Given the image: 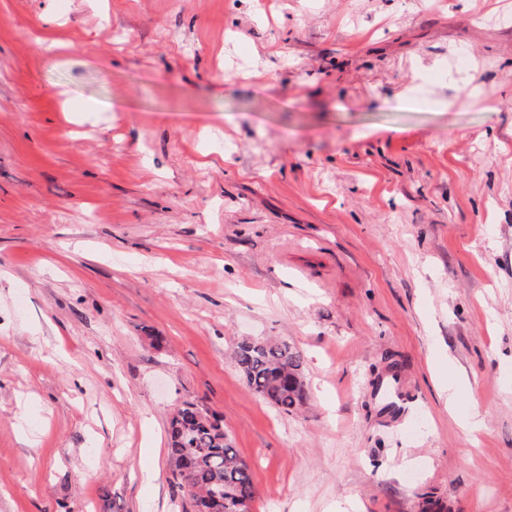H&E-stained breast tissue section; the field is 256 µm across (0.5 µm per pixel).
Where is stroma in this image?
Here are the masks:
<instances>
[{
    "instance_id": "1",
    "label": "stroma",
    "mask_w": 512,
    "mask_h": 512,
    "mask_svg": "<svg viewBox=\"0 0 512 512\" xmlns=\"http://www.w3.org/2000/svg\"><path fill=\"white\" fill-rule=\"evenodd\" d=\"M187 401L253 512H512V0H0V512H182ZM233 362L253 391L283 412H292L307 400L302 353L286 342L242 340Z\"/></svg>"
}]
</instances>
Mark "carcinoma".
<instances>
[{
    "label": "carcinoma",
    "mask_w": 512,
    "mask_h": 512,
    "mask_svg": "<svg viewBox=\"0 0 512 512\" xmlns=\"http://www.w3.org/2000/svg\"><path fill=\"white\" fill-rule=\"evenodd\" d=\"M233 362L253 391L270 405L291 412L307 400L302 353L286 342L243 340ZM173 485L191 493L194 512H213L204 493L231 487L236 496L222 512H237L255 498L252 471L224 432V420L198 405L185 402L168 428Z\"/></svg>",
    "instance_id": "obj_1"
}]
</instances>
